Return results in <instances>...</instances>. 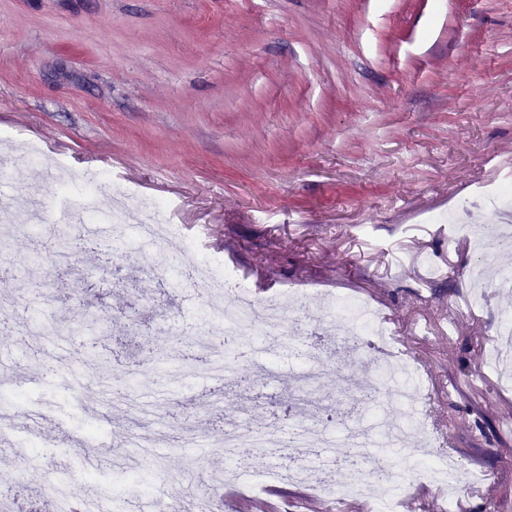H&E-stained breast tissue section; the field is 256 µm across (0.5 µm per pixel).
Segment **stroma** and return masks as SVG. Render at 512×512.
Instances as JSON below:
<instances>
[{
	"label": "stroma",
	"instance_id": "35a3bbf8",
	"mask_svg": "<svg viewBox=\"0 0 512 512\" xmlns=\"http://www.w3.org/2000/svg\"><path fill=\"white\" fill-rule=\"evenodd\" d=\"M31 142L61 159L52 180L9 163ZM1 161L17 230L0 234V296L23 307L0 324V362L42 410L50 452L34 466L0 459V494L23 476L43 486L52 449L94 427L112 448L96 483L112 512L194 495L216 512H373L315 479L281 481L278 456L265 476L224 480L213 448L232 422L290 431L305 355L333 340L328 301L359 297L419 372L426 434L409 445L427 441L464 476L452 497L413 485L395 512H478L488 497L512 512V387L486 363L512 348V290L475 292L478 256L448 224L512 165V0H0ZM78 170L106 177L108 198L73 184ZM34 193L93 224L110 198L133 213L163 202L185 240L210 234L200 274L220 259L288 311L289 289L307 291L317 336L272 349L238 337L232 392L183 372L210 319L203 299L177 276L158 284L144 266L153 245L130 230L120 274L111 238L93 234L67 274L34 266ZM38 313L57 342L29 334ZM53 361L78 384L45 379ZM374 361L322 368L323 424L351 427L363 401L348 382L370 381Z\"/></svg>",
	"mask_w": 512,
	"mask_h": 512
}]
</instances>
